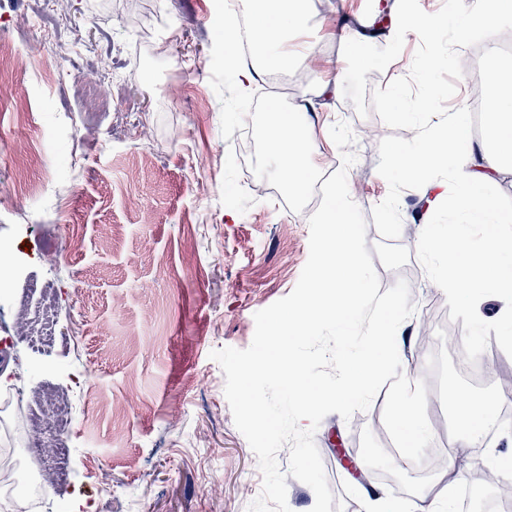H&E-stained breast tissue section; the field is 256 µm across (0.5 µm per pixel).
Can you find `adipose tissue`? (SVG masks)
Here are the masks:
<instances>
[{
  "instance_id": "obj_1",
  "label": "adipose tissue",
  "mask_w": 512,
  "mask_h": 512,
  "mask_svg": "<svg viewBox=\"0 0 512 512\" xmlns=\"http://www.w3.org/2000/svg\"><path fill=\"white\" fill-rule=\"evenodd\" d=\"M485 76L492 90L485 107V124L496 145L484 163H475L464 149L470 139L468 125L458 114L451 113L429 133L424 148L408 155L397 151L391 163L414 179L434 180L441 164L453 161L455 175L461 176L463 190L452 199L453 211L461 229L453 240L443 241L426 234L419 242L420 251L428 256L443 254L440 267L445 274L449 299L467 298L471 312H478L481 289H512V271L498 269L500 252L512 251V238L501 228L512 223V213L503 210L498 200L485 187L498 176L512 175V70L504 68L497 57H488ZM481 224L486 228L487 247L473 250L463 231L464 225Z\"/></svg>"
}]
</instances>
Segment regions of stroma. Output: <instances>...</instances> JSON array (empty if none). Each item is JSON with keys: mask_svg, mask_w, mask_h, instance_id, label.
Segmentation results:
<instances>
[{"mask_svg": "<svg viewBox=\"0 0 512 512\" xmlns=\"http://www.w3.org/2000/svg\"><path fill=\"white\" fill-rule=\"evenodd\" d=\"M70 0V29L83 39L61 57L42 29L27 22V0L0 6V40L25 61L17 97L0 103V243L14 277L0 306L25 295L29 278L54 282L62 344L28 350L22 337H0V376L8 387L49 385L69 396L73 430L66 438L68 474L49 483L40 512H248L262 490L258 459L236 428L224 394L225 375L211 359L223 347L248 348L254 315L287 296L309 255V211L287 209L281 193L258 179L246 158L249 130L221 132V103L210 85L213 0ZM334 0L314 13V32L288 42L302 57L292 103L306 113L312 161L324 167L341 152L330 127L359 130L378 122L360 116L342 93L324 94L329 75L344 77V39L332 30L383 25L376 41L395 34L398 0ZM111 78L97 85L100 65ZM56 78L44 83L45 67ZM111 96L112 110L84 125L73 78ZM21 145L28 194L15 193ZM347 171L349 193L364 217L388 193L378 174V141L356 139ZM438 185L403 190L402 230L383 238L368 225L366 248L381 289L406 281L414 314L396 337L404 375L428 389L447 387L493 403L506 419L491 443L474 441L456 456L455 481L471 499L494 491L475 477L492 457L512 456V409L503 402L496 367L512 372V355L493 357L480 384L456 372L450 335L504 342L496 316L505 304L487 294L481 322L449 301L418 241L428 226L447 233L453 213L438 206ZM56 247V264L45 262ZM427 323L430 342L417 327ZM386 390L360 412L363 428L336 413L321 421L314 442L334 495L332 512H367L381 496L407 508L428 496L440 473L402 463L380 427Z\"/></svg>", "mask_w": 512, "mask_h": 512, "instance_id": "35a3bbf8", "label": "stroma"}]
</instances>
